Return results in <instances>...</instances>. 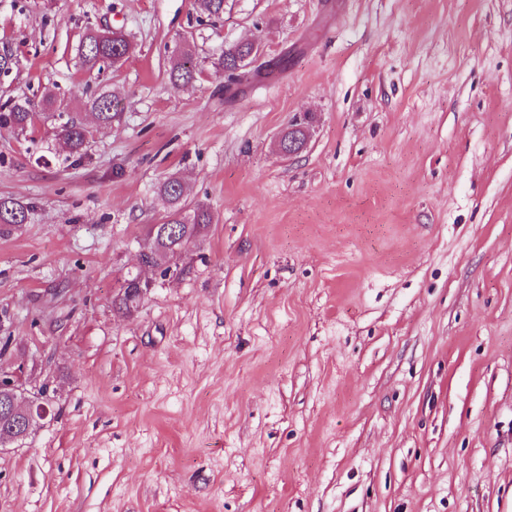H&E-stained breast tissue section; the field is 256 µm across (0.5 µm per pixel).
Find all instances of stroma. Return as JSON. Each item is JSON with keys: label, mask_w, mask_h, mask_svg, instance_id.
Wrapping results in <instances>:
<instances>
[{"label": "stroma", "mask_w": 512, "mask_h": 512, "mask_svg": "<svg viewBox=\"0 0 512 512\" xmlns=\"http://www.w3.org/2000/svg\"><path fill=\"white\" fill-rule=\"evenodd\" d=\"M105 26L130 53L84 70ZM247 39L273 72L227 86ZM3 47L0 102L55 109L0 128L34 207L0 231V371L51 409L0 512H512V0H0ZM173 173L213 222L124 314ZM253 49L254 44L249 43L237 44L229 48L228 51H226L227 49L225 48L221 51V53L218 54V57L214 58L215 61L213 62V67L216 71L224 73V76L228 79V81H241L240 79H237L233 76V70H235L237 62L242 61L243 58L249 56ZM260 53L261 49L256 53L253 51L252 55L247 59V65L244 67V71H247V69H249L257 61ZM196 75V66L192 52L183 47L175 51L171 60L170 80L175 85H188L192 83ZM83 105L99 122L104 124H112V120L118 115L117 112H113L112 96L106 93L94 92L89 95L86 94ZM88 129L77 119L68 118L61 126L59 135L73 156L81 158L88 142ZM124 291L119 293L113 303L120 310H125L126 312H131L138 308L143 296L139 294V288L144 290V293L147 292L148 288H150L147 284H141L138 281L137 276H130L125 279V284L123 286Z\"/></svg>", "instance_id": "stroma-1"}]
</instances>
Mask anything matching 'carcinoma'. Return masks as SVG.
<instances>
[{
    "mask_svg": "<svg viewBox=\"0 0 512 512\" xmlns=\"http://www.w3.org/2000/svg\"><path fill=\"white\" fill-rule=\"evenodd\" d=\"M197 10L209 16L218 17L224 13V0H195ZM254 45L249 43L237 44L227 51L218 54L213 62L215 70L224 73L230 82L237 81L233 70L237 62L250 55ZM129 51L126 38L109 28H93L82 38L79 48L81 65L93 69L104 63L113 65L125 59ZM196 75V66L192 52L183 47L175 51L171 60L170 80L176 85L192 83ZM83 105L95 118L104 124L112 123L117 116L114 112L112 96L106 93L94 92L85 96ZM38 119L26 99H10L0 105V127H10L25 131L33 126ZM60 137L73 156L82 157L88 142V129L74 118L67 119L60 126ZM159 194L168 204L169 210L164 215L162 223L174 226V229L163 234L161 228L150 225L146 233V241L157 244L164 255L154 262L158 267L180 256L188 239L202 235L206 227L213 223L210 209L203 203L193 205L184 200V188L180 179L170 176L160 183ZM32 207L12 197H0V226L26 224L30 220ZM149 285L142 284L135 276L125 279L124 291L114 299V305L122 310L131 312L138 308L142 297L139 290H148Z\"/></svg>",
    "mask_w": 512,
    "mask_h": 512,
    "instance_id": "1",
    "label": "carcinoma"
}]
</instances>
